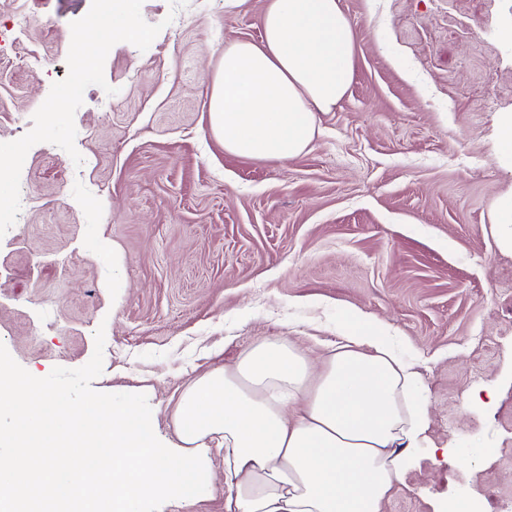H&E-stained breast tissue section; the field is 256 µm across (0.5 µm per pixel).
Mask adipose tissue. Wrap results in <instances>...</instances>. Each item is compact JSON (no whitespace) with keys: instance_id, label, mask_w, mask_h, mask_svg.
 <instances>
[{"instance_id":"ef3b65f1","label":"adipose tissue","mask_w":512,"mask_h":512,"mask_svg":"<svg viewBox=\"0 0 512 512\" xmlns=\"http://www.w3.org/2000/svg\"><path fill=\"white\" fill-rule=\"evenodd\" d=\"M357 33L341 0H266L259 41L226 38L209 128L226 152L285 161L307 151L317 115L354 74ZM342 344L311 359L284 337L190 381L174 413L182 444L158 441L137 400L57 410L53 388L0 359V512H139L164 491L188 496L215 475L196 456L224 449V512H384L428 416L418 374L378 326L349 313Z\"/></svg>"}]
</instances>
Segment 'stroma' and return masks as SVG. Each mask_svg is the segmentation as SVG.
Listing matches in <instances>:
<instances>
[{"instance_id": "obj_1", "label": "stroma", "mask_w": 512, "mask_h": 512, "mask_svg": "<svg viewBox=\"0 0 512 512\" xmlns=\"http://www.w3.org/2000/svg\"><path fill=\"white\" fill-rule=\"evenodd\" d=\"M265 0H134L144 39L106 34L108 0H0L26 31L0 49V357L62 406L137 399L177 444L203 373L287 337L311 357L348 311L414 361L426 440L385 512L512 503V0H341L352 84L287 160L225 152L208 119L224 39L259 40ZM97 66L81 72V51ZM40 56L49 68L31 71ZM82 91L52 112L54 91ZM120 263L123 287L112 285ZM480 442L490 458L463 461ZM140 512H224V485ZM495 224L500 226L502 242L512 247V194L498 200Z\"/></svg>"}]
</instances>
